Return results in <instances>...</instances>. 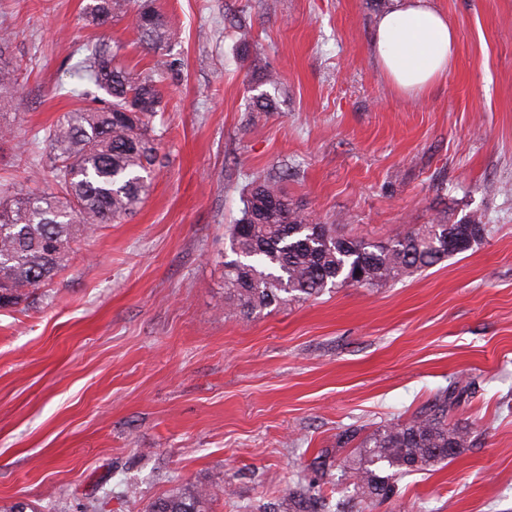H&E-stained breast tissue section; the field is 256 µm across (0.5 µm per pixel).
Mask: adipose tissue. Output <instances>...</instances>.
Here are the masks:
<instances>
[{
    "instance_id": "ef3b65f1",
    "label": "adipose tissue",
    "mask_w": 512,
    "mask_h": 512,
    "mask_svg": "<svg viewBox=\"0 0 512 512\" xmlns=\"http://www.w3.org/2000/svg\"><path fill=\"white\" fill-rule=\"evenodd\" d=\"M457 46L455 28L428 0H397L376 22L375 61L407 93L426 91L444 76Z\"/></svg>"
}]
</instances>
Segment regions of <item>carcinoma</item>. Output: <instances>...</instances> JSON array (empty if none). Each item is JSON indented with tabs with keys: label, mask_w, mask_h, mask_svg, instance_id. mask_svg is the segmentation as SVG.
<instances>
[{
	"label": "carcinoma",
	"mask_w": 512,
	"mask_h": 512,
	"mask_svg": "<svg viewBox=\"0 0 512 512\" xmlns=\"http://www.w3.org/2000/svg\"><path fill=\"white\" fill-rule=\"evenodd\" d=\"M128 0H89L86 20L105 27L127 11ZM135 27L145 48L158 56L169 41L164 16L141 6ZM240 56L249 55L251 28L236 22ZM12 36L0 34V140L12 138L4 110L13 103L18 64L9 53ZM120 46L93 39L81 46L80 78L107 99L101 108H74L46 129L53 189L18 192L0 199V308L16 307L52 280L68 262L71 243L133 215L151 188V173L163 163L153 126L167 102L158 87L160 66L149 72L114 65ZM264 176L243 189L242 218L228 230L234 258L224 262V305L248 318L271 307L307 300L359 283L381 288L482 242L479 220L431 224L374 242L342 233L337 224H312L288 196L284 179ZM470 384L457 381L404 421L362 435H338L337 447H353L340 479L365 499L383 500L398 479L455 458L473 445L470 427L448 423L467 398ZM213 493L198 485H177L149 502L144 512H208ZM277 512H339L323 488L297 480L288 484Z\"/></svg>",
	"instance_id": "cac0c4a2"
}]
</instances>
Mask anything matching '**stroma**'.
Returning <instances> with one entry per match:
<instances>
[{"mask_svg": "<svg viewBox=\"0 0 512 512\" xmlns=\"http://www.w3.org/2000/svg\"><path fill=\"white\" fill-rule=\"evenodd\" d=\"M85 2L0 0L22 67L1 183L51 188L46 128L69 90L100 105L75 48L102 36L118 64L154 65L132 15L99 30ZM155 2L174 34L155 119L164 167L132 218L72 243L58 276L0 308V507L84 512L106 495L108 512H140L193 483L213 490L210 512H275L322 450L339 475L344 430L409 417L467 380L449 420L472 428V448L381 504L325 491L350 512H512V0H430L458 50L416 95L375 62L376 0ZM268 70L276 108L259 112ZM283 163L301 208L348 235L381 241L439 213L489 234L385 287L239 318L224 308L227 230L244 184Z\"/></svg>", "mask_w": 512, "mask_h": 512, "instance_id": "obj_1", "label": "stroma"}]
</instances>
